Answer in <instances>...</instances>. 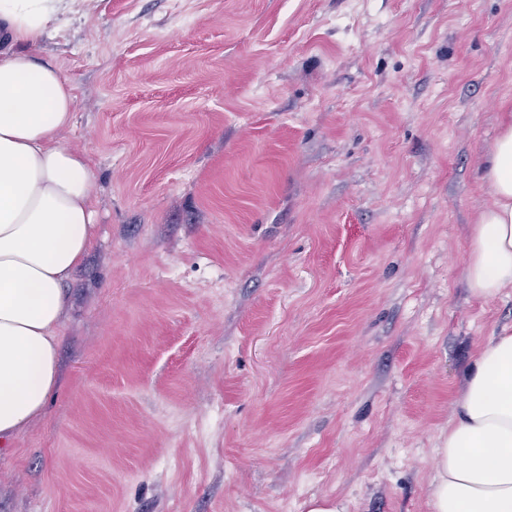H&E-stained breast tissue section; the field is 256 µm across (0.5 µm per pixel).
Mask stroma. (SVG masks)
Wrapping results in <instances>:
<instances>
[{
  "instance_id": "obj_1",
  "label": "stroma",
  "mask_w": 512,
  "mask_h": 512,
  "mask_svg": "<svg viewBox=\"0 0 512 512\" xmlns=\"http://www.w3.org/2000/svg\"><path fill=\"white\" fill-rule=\"evenodd\" d=\"M31 52L75 86L98 235L0 512H429L512 327L465 279L512 0H97Z\"/></svg>"
}]
</instances>
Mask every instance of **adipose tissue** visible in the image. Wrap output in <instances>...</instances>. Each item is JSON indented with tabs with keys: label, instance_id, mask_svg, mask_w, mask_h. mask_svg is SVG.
<instances>
[{
	"label": "adipose tissue",
	"instance_id": "adipose-tissue-1",
	"mask_svg": "<svg viewBox=\"0 0 512 512\" xmlns=\"http://www.w3.org/2000/svg\"><path fill=\"white\" fill-rule=\"evenodd\" d=\"M84 0H0V447L59 385L65 282L96 237L85 154L64 146L75 88L29 51ZM494 203L473 224L466 281L480 299L512 288V114L481 169ZM430 512H512V330L474 356L435 450Z\"/></svg>",
	"mask_w": 512,
	"mask_h": 512
}]
</instances>
